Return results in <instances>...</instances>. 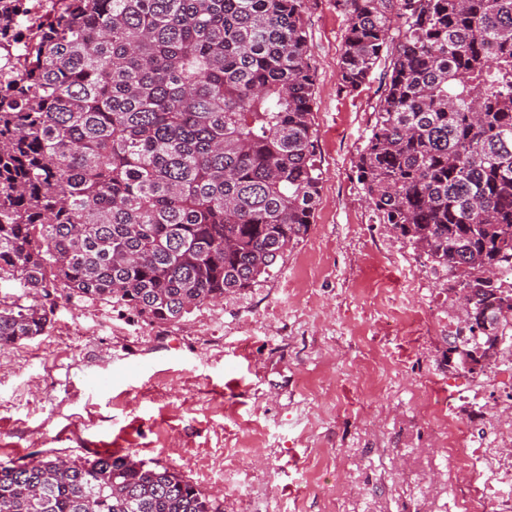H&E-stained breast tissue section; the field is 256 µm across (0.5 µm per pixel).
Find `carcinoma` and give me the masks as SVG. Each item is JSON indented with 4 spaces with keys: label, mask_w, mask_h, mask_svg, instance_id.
I'll return each mask as SVG.
<instances>
[{
    "label": "carcinoma",
    "mask_w": 512,
    "mask_h": 512,
    "mask_svg": "<svg viewBox=\"0 0 512 512\" xmlns=\"http://www.w3.org/2000/svg\"><path fill=\"white\" fill-rule=\"evenodd\" d=\"M337 80L390 75L355 168L380 224L450 276L457 366L512 347V0H336ZM307 0H62L0 65V347L62 287L159 327L272 275L322 171ZM13 292L3 293L1 289ZM0 512H218L132 454L0 461Z\"/></svg>",
    "instance_id": "carcinoma-1"
}]
</instances>
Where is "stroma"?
Segmentation results:
<instances>
[{"label": "stroma", "mask_w": 512, "mask_h": 512, "mask_svg": "<svg viewBox=\"0 0 512 512\" xmlns=\"http://www.w3.org/2000/svg\"><path fill=\"white\" fill-rule=\"evenodd\" d=\"M305 22L322 170L307 236L271 279L167 329L57 291L55 321L93 310L112 330L0 348V460L119 448L221 512H493L470 494L489 475L471 451L506 445L512 350L484 375L448 367L446 276L376 222L356 178L387 65L341 90L345 15L309 0Z\"/></svg>", "instance_id": "stroma-1"}]
</instances>
